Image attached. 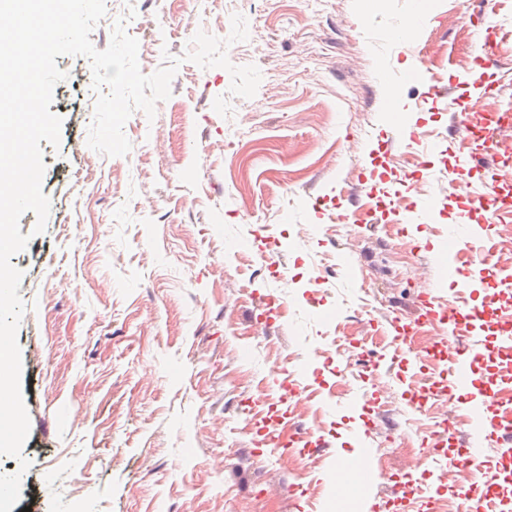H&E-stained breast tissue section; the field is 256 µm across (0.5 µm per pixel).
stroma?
<instances>
[{
    "label": "stroma",
    "mask_w": 512,
    "mask_h": 512,
    "mask_svg": "<svg viewBox=\"0 0 512 512\" xmlns=\"http://www.w3.org/2000/svg\"><path fill=\"white\" fill-rule=\"evenodd\" d=\"M105 2L96 49L132 9L142 73L166 53L181 65L154 118L126 121L130 152L110 157L87 144L89 60L56 59L60 141L41 144L50 212L40 233L22 215L29 242L11 259L30 420L19 457L0 455V474L21 475L11 512H332L336 467L353 460L369 479L351 512H420L454 501L443 476L475 447L479 482H501L512 450L461 423L403 493L405 449L430 447L439 417L467 404L432 342L405 361L387 335L426 302L484 296L437 271L449 225L490 219L474 199L482 170L458 168L448 130L455 115L512 108V0ZM236 14L248 38L227 57L261 73L249 99L230 95L228 70L185 58L197 32L226 38ZM392 90L401 111L387 109ZM370 193L394 202L402 234L379 213L347 221ZM230 237L252 246L231 252ZM347 335L381 361L383 387L333 354ZM287 373L317 406L284 417L321 438L301 468L244 428L256 383ZM424 385L434 397L412 413Z\"/></svg>",
    "instance_id": "obj_1"
}]
</instances>
